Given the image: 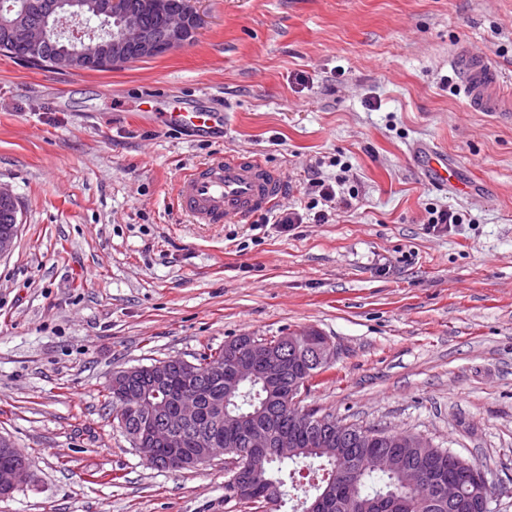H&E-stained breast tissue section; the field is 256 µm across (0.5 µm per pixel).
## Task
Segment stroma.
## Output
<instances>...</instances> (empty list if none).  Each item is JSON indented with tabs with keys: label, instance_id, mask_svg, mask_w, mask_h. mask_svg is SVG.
Here are the masks:
<instances>
[{
	"label": "stroma",
	"instance_id": "obj_1",
	"mask_svg": "<svg viewBox=\"0 0 512 512\" xmlns=\"http://www.w3.org/2000/svg\"><path fill=\"white\" fill-rule=\"evenodd\" d=\"M204 24L165 56L106 72L0 55V435L29 476L0 512H253L217 461L146 464L104 399L115 371L194 359L249 334L314 328L336 349L301 406L408 431L475 462L512 512V124L466 108L462 43L512 77V0H193ZM220 138L142 123L200 95ZM448 157L461 189L427 177ZM260 155L304 210L352 168L327 224H195L186 169ZM469 223L428 231L430 206ZM0 258L9 255L14 247V236L4 235L12 234L18 230V223L16 222L15 212L4 209L10 208L17 212L18 219V205L13 193L2 186H0Z\"/></svg>",
	"mask_w": 512,
	"mask_h": 512
}]
</instances>
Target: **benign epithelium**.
I'll list each match as a JSON object with an SVG mask.
<instances>
[{
	"label": "benign epithelium",
	"mask_w": 512,
	"mask_h": 512,
	"mask_svg": "<svg viewBox=\"0 0 512 512\" xmlns=\"http://www.w3.org/2000/svg\"><path fill=\"white\" fill-rule=\"evenodd\" d=\"M27 5L36 6L42 14L37 25L19 23L0 16V25L5 28L6 40L16 55L24 61L43 60L55 69L73 71H107L130 62L164 56L191 42L201 26V17L193 7L176 10L171 0H138L128 5L127 0H96L92 7L112 26L101 33H91L79 41L66 33L64 23L82 21L86 6L84 0H29ZM149 13L167 20V35L163 39L154 37L142 27L138 16ZM310 349L306 359L313 365L327 367L335 359L336 351L326 336L309 337ZM294 338L280 336L273 342H261L254 337H235L224 343V350L231 353L227 365H210L209 376L224 382V390L232 394L245 379L255 376L271 378L284 373L288 365V346ZM198 364L183 358L172 362L168 359L150 365L133 366L113 374L110 388L113 391L116 411L122 421L136 423L126 433L135 450L148 464L168 470L189 467L195 460L183 453V449H210L208 459L224 455V439L220 432L207 430L190 439L185 434L188 422L199 421L202 411L197 402L203 388L199 384ZM148 374L152 386L135 390L129 382ZM279 400L289 411L293 423L309 426L312 411L301 409L300 384L295 382L283 389L272 386ZM248 438L253 448H286L288 432L271 436L269 430L252 428ZM359 439L372 443L380 440L385 449L365 457L373 469L389 470L399 460L401 448L427 449L429 441L403 432L387 431L381 437L362 430ZM0 445L6 451L0 454V497L11 495L20 487L21 480L28 475V464L18 454L10 451L12 443L0 437ZM408 483H432L439 488H448V505L467 508L460 485L452 478H445L436 471L423 473L406 468Z\"/></svg>",
	"instance_id": "obj_1"
}]
</instances>
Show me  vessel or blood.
<instances>
[{
  "label": "vessel or blood",
  "instance_id": "vessel-or-blood-1",
  "mask_svg": "<svg viewBox=\"0 0 512 512\" xmlns=\"http://www.w3.org/2000/svg\"><path fill=\"white\" fill-rule=\"evenodd\" d=\"M456 91L474 112H484L500 122L512 123V85L489 58L469 46L453 48L448 57ZM142 120H156L169 130L190 128L207 134L223 128V113L173 107L170 111H143ZM424 164L432 180L452 183L455 171L446 159L427 153ZM285 196L281 174L261 159L227 153L186 170L179 178L176 201L196 224H230L272 211Z\"/></svg>",
  "mask_w": 512,
  "mask_h": 512
}]
</instances>
